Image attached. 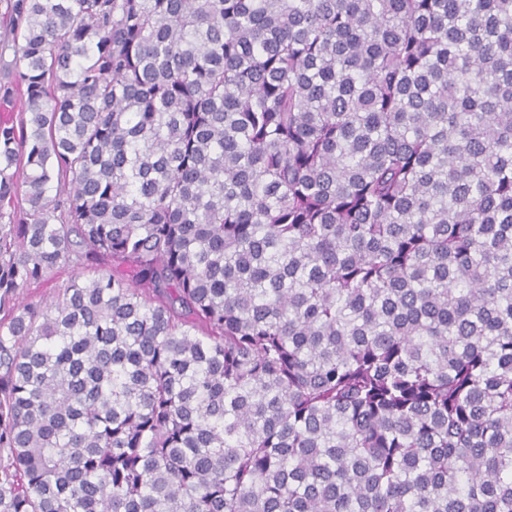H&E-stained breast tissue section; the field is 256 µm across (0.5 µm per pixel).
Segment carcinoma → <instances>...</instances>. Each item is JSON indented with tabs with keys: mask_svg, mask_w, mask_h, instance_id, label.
I'll use <instances>...</instances> for the list:
<instances>
[{
	"mask_svg": "<svg viewBox=\"0 0 512 512\" xmlns=\"http://www.w3.org/2000/svg\"><path fill=\"white\" fill-rule=\"evenodd\" d=\"M0 1V512H512V0Z\"/></svg>",
	"mask_w": 512,
	"mask_h": 512,
	"instance_id": "carcinoma-1",
	"label": "carcinoma"
}]
</instances>
